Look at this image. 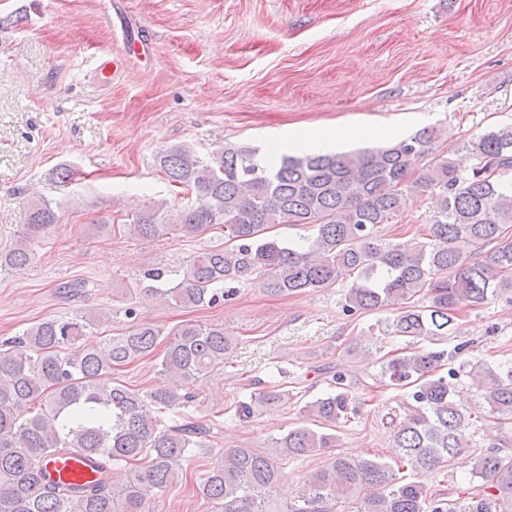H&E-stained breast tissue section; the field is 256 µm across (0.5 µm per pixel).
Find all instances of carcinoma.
Masks as SVG:
<instances>
[{
  "label": "carcinoma",
  "instance_id": "carcinoma-1",
  "mask_svg": "<svg viewBox=\"0 0 512 512\" xmlns=\"http://www.w3.org/2000/svg\"><path fill=\"white\" fill-rule=\"evenodd\" d=\"M441 135L431 126L375 149L268 157L227 145L202 159L173 146L161 152L159 164L194 201L174 216L154 203L129 224L146 240L224 227L229 244L190 259L178 283L170 284L161 267L143 272L183 308L232 294L224 291L226 282L259 278L270 294L288 296L354 276L346 310L390 313L364 335L421 345L381 365L387 385L411 389L393 437L401 461L416 470L436 469L466 452L472 417L512 420L511 361L448 367L445 350L433 349L452 335L464 309L512 302V124L468 143L466 155L478 159L471 168L461 157L432 156ZM417 195L436 197L425 240L405 245L383 238L382 226L395 223ZM27 212V231L0 255V268L28 264L33 241L59 221L43 197L30 200ZM281 224L309 227L313 235L302 244L266 235ZM485 244L492 248L476 251ZM419 294L427 304L411 303ZM107 320L106 312L85 308L0 342V512H151L152 495L172 485L185 462L211 453L210 426L185 412L194 395L180 384L224 366L234 345L224 326L181 325L166 337L158 362L172 381L139 391L103 377L154 354L161 333L142 323L116 339L89 341L91 329ZM463 374L481 391L483 403L474 409L457 404ZM326 380L322 396L300 408L303 421L271 450L231 448L216 459L201 483L216 512H280L274 505L280 461L338 447L334 430L357 412L356 397L347 370L330 368ZM36 400L37 412L21 414ZM287 401L276 385L254 393V402L270 409ZM308 419L326 429L311 428ZM76 454L103 460L99 481L80 489L46 485L45 459ZM475 474L488 486L470 498L466 512H512V458L490 451L477 460ZM351 494L361 496V512H451L448 500L388 463L346 455L329 458L310 479L303 505L291 512H333Z\"/></svg>",
  "mask_w": 512,
  "mask_h": 512
}]
</instances>
